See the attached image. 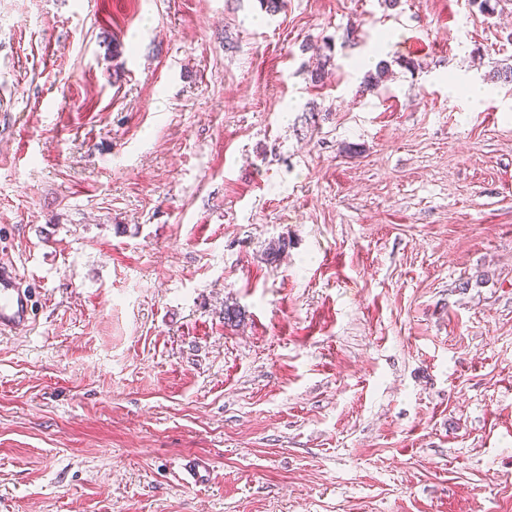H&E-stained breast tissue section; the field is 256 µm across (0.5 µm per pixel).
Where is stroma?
I'll list each match as a JSON object with an SVG mask.
<instances>
[{"instance_id":"stroma-1","label":"stroma","mask_w":512,"mask_h":512,"mask_svg":"<svg viewBox=\"0 0 512 512\" xmlns=\"http://www.w3.org/2000/svg\"><path fill=\"white\" fill-rule=\"evenodd\" d=\"M506 63L512 0H0V512H512ZM36 289L31 288L18 269L0 265V335L31 326L37 315ZM211 473L210 460L196 456L185 465L182 480L186 485L199 486L211 481Z\"/></svg>"}]
</instances>
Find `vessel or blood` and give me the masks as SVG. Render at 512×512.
Returning a JSON list of instances; mask_svg holds the SVG:
<instances>
[{
	"label": "vessel or blood",
	"instance_id": "vessel-or-blood-1",
	"mask_svg": "<svg viewBox=\"0 0 512 512\" xmlns=\"http://www.w3.org/2000/svg\"><path fill=\"white\" fill-rule=\"evenodd\" d=\"M36 291L26 284L18 269L0 265V335L12 334L29 327L36 318ZM212 467L209 459H191L183 472L184 484L199 486L210 482Z\"/></svg>",
	"mask_w": 512,
	"mask_h": 512
}]
</instances>
